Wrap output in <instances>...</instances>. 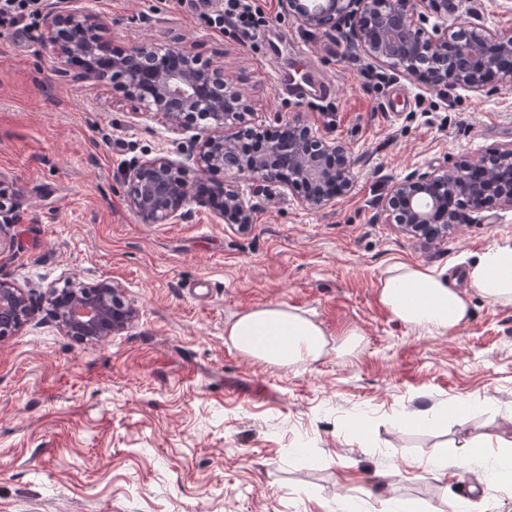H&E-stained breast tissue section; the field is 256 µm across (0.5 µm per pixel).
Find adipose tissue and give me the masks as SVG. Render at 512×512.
<instances>
[{
    "mask_svg": "<svg viewBox=\"0 0 512 512\" xmlns=\"http://www.w3.org/2000/svg\"><path fill=\"white\" fill-rule=\"evenodd\" d=\"M466 277L488 301L512 304V243L501 242L469 266ZM381 304L403 325L437 335L460 327L471 315L467 291L446 276L396 263L379 281ZM225 334L245 357L279 367L318 361L327 346L326 333L314 315L284 304H270L234 316Z\"/></svg>",
    "mask_w": 512,
    "mask_h": 512,
    "instance_id": "1",
    "label": "adipose tissue"
}]
</instances>
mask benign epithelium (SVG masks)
<instances>
[{"label": "benign epithelium", "instance_id": "1", "mask_svg": "<svg viewBox=\"0 0 512 512\" xmlns=\"http://www.w3.org/2000/svg\"><path fill=\"white\" fill-rule=\"evenodd\" d=\"M68 0L43 20L42 44L55 72L73 83L113 89L134 111L160 118L183 131L203 123L207 133L195 141L191 159L207 173L223 170L224 183L192 191L184 166L165 155L136 161L125 174L129 209L143 224H170L192 202L208 205L226 224L246 229L252 210L241 197L238 180L258 186L278 183L305 189L304 205L326 206L353 184L348 150L320 138L299 118L279 136L264 137L250 116L252 100L224 65L205 59L192 45L145 43L112 49L117 21ZM301 26L334 31L348 26L350 37L376 62L414 75L432 67L429 84L488 94L496 82L512 83V32H489L473 23L460 40L454 21L464 0H281ZM23 201L21 188L0 177V236ZM512 209V144L479 157L443 160L393 182L379 202V216L428 247L463 224L482 221L480 213ZM66 336L84 344L105 341L127 329L137 308L118 284L94 288L51 286L43 294L0 278V341L21 330L42 303Z\"/></svg>", "mask_w": 512, "mask_h": 512}]
</instances>
